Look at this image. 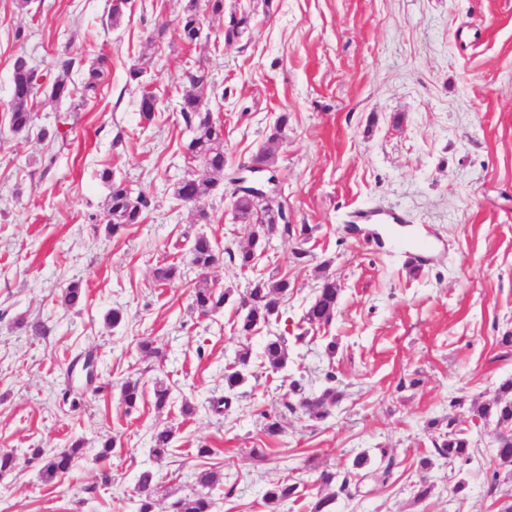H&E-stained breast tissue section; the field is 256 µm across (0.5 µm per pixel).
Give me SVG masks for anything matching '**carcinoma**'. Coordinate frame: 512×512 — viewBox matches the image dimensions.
<instances>
[{
  "mask_svg": "<svg viewBox=\"0 0 512 512\" xmlns=\"http://www.w3.org/2000/svg\"><path fill=\"white\" fill-rule=\"evenodd\" d=\"M198 0H188V4L178 18L176 27L181 39L195 41L201 31V18L197 9ZM250 17L243 14L231 17L229 24L222 33L223 42L233 43L239 38L242 30L249 24ZM105 58L93 62L84 72L81 83V94L90 97L97 94L100 79L103 76ZM40 92L37 73L29 67L21 57L13 64L12 101L9 122L15 132L27 130L34 121L36 99ZM74 89L64 80L55 81L50 87V98L58 103L70 100ZM158 104L153 95L148 92L141 94L138 101V111L141 118L151 121ZM180 112L187 125L194 128V136L190 140L187 151L190 156L201 162L203 175L197 178L182 179L174 187V195L184 202H196L205 198L229 181L235 185L233 206L237 217L246 224L253 225L248 244L235 251L227 249L230 263L241 270H249L255 266L258 257L265 251L269 237L279 231L284 235L295 236L304 241L309 240L311 227L307 224H290L283 208L273 209L261 196L247 194L238 185L240 177L224 178V124L214 119L209 111L202 110L201 101L192 94H186L180 102ZM288 122V116L279 117L275 132L271 133L258 152L251 158L250 164L243 166L248 171L254 165H266L273 159L282 145L281 132ZM101 179L108 183L109 194L105 200V210L109 221L108 231L117 234L130 224H138L143 218V209L148 202L143 193H134L125 183L112 179V172L105 169L100 174ZM219 261V254L210 239L205 235L196 237L190 250L189 263L202 270H208ZM180 277L179 266L172 263L155 270V279L162 285L174 282ZM292 287L291 280L286 277L256 280L246 294L240 296V306L245 309L244 315L237 321V334L242 337L253 335L258 329L279 319L281 308L288 300V291ZM341 288L336 280L326 277L321 283L317 294L297 325L299 333L295 341L306 339L309 328L327 326L336 316ZM233 290L226 288L218 291L212 288L207 278H202L192 289V306L201 315H209L224 307ZM85 292L76 283L69 284L62 290L61 300L74 308L84 301ZM288 345L284 336L268 339L261 351L262 363L273 372H281L288 365ZM251 362V350L241 349L235 360L224 370V388L232 391L246 380V371ZM291 390L297 396L296 403L286 404L288 411L303 413L316 419L328 416L330 410L338 405L344 393L334 385L319 391H307L297 380L290 384ZM171 389L166 383L157 380L153 384L152 397L155 408L162 410L170 401ZM145 394L141 380L129 378L121 385V401L127 408L135 407ZM469 412L472 418L495 423L496 448L495 459L500 468L512 475V378L499 384L497 394L482 404H472ZM430 427L438 431L432 438L435 453L453 464L468 462L474 452L472 442L463 430L456 428V420L448 418L444 425L437 421L430 422ZM174 430L163 427L154 430L151 436V455L162 459L171 452ZM32 456L40 460V475L46 485L54 484L67 474L84 457V442L80 439L71 442L68 447L54 454H46L40 448L32 449ZM373 458L363 452L357 454L351 470L344 473L342 479L337 474L323 470L318 476L320 492L308 503L309 512H333L332 507L341 493H349L351 480H361L368 475L376 474L373 469ZM197 489L171 503L172 512H213L215 499L212 491L216 479L209 472H201L196 477ZM158 485L154 483L151 472L145 471L139 478V510L138 512H155V495ZM300 497L299 485L286 480L268 484L263 493L266 512H281L282 506Z\"/></svg>",
  "mask_w": 512,
  "mask_h": 512,
  "instance_id": "carcinoma-1",
  "label": "carcinoma"
}]
</instances>
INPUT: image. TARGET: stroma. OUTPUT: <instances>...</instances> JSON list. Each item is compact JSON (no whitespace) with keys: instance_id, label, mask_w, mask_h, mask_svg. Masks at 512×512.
Listing matches in <instances>:
<instances>
[{"instance_id":"stroma-1","label":"stroma","mask_w":512,"mask_h":512,"mask_svg":"<svg viewBox=\"0 0 512 512\" xmlns=\"http://www.w3.org/2000/svg\"><path fill=\"white\" fill-rule=\"evenodd\" d=\"M188 0H130L111 23L112 0H0V450L17 467L0 476V512H138L137 483L153 471L164 490L157 512L191 494L198 473L217 476L214 512H262L271 482L300 481L305 491L282 512H308L321 470H341L356 454L386 449L385 484L364 481L339 496L335 512H497L512 496V478L496 475L493 424L473 421L458 398L487 400L512 378V0H224L209 12L198 40L180 39L176 20ZM251 23L232 44L222 33L231 14ZM74 58L69 73L58 59ZM106 57L93 99L74 95L67 140L41 139L54 129L60 104L40 95L34 124L14 132L8 121L13 63L25 58L46 82L80 86L97 57ZM143 70L131 82V66ZM208 79L193 85L187 70ZM160 101L151 121L138 99ZM224 124L225 172L248 161L280 115L288 123L272 169V206L292 224L313 227L309 242L273 234L254 270L229 262L207 277L216 289L242 295L252 282L288 275L293 288L277 321L242 339L233 328L236 303L202 316L192 307L198 270L185 256L198 235L217 251L246 244L250 225L235 219L229 195L196 203L175 184L203 172L186 145L193 131L179 112L184 93ZM111 170L148 200L141 223L106 229ZM405 214L415 241L432 254L411 272L391 245L392 229L354 224L355 211ZM307 250L303 263L294 252ZM178 263L181 277L156 282V268ZM341 288L333 323L302 345H290L286 371L254 365L234 393L224 369L242 345L260 354L267 337H293L324 277ZM85 302L60 304L67 284ZM119 308L117 327L104 318ZM43 322L45 335L31 331ZM335 356L325 351L328 337ZM160 354L145 356L140 340ZM93 353L106 394H94L70 367ZM334 372L344 392L326 418L291 413V378L307 389ZM162 378L171 403L152 398L126 409L127 377ZM81 401L71 410L63 400ZM231 396L217 415L212 398ZM194 411L183 415L181 406ZM283 418L267 437L263 417ZM455 417L474 444L469 462L435 456L427 423ZM175 430L173 452L154 459L155 428ZM117 445L108 466L95 463L102 442ZM85 457L46 488L32 449L51 453L75 439ZM213 455L196 454L200 444ZM261 448L264 460L250 459ZM433 465L423 470L422 457ZM427 476L434 491L422 502L413 489ZM466 489L454 493L457 480ZM497 490H490L491 482Z\"/></svg>"}]
</instances>
